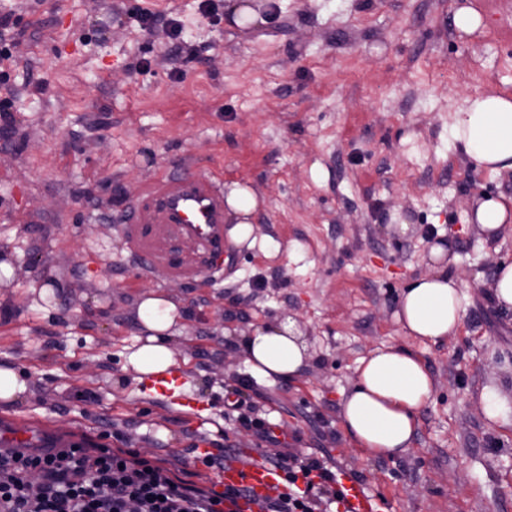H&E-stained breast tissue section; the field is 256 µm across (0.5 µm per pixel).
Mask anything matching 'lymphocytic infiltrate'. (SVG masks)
<instances>
[{
  "instance_id": "obj_1",
  "label": "lymphocytic infiltrate",
  "mask_w": 512,
  "mask_h": 512,
  "mask_svg": "<svg viewBox=\"0 0 512 512\" xmlns=\"http://www.w3.org/2000/svg\"><path fill=\"white\" fill-rule=\"evenodd\" d=\"M285 478L257 512H318L344 505L335 474L316 459L278 451ZM244 488L217 492L176 482L136 454L72 446L51 455L0 450V512H236Z\"/></svg>"
}]
</instances>
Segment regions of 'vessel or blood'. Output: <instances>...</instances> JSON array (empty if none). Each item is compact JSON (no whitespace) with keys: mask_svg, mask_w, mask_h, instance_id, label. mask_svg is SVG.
Masks as SVG:
<instances>
[{"mask_svg":"<svg viewBox=\"0 0 512 512\" xmlns=\"http://www.w3.org/2000/svg\"><path fill=\"white\" fill-rule=\"evenodd\" d=\"M224 190L215 177L204 173H159L139 189L133 207L118 231L141 273L163 281L202 280L224 270L226 237ZM183 368L151 378L146 391L177 401L187 416L199 417V401L184 392ZM228 487H243L248 499L238 512H254L255 503L277 492L281 470L267 462L245 457L222 472ZM345 488L349 512H377V503L363 485L348 480Z\"/></svg>","mask_w":512,"mask_h":512,"instance_id":"b4317fda","label":"vessel or blood"}]
</instances>
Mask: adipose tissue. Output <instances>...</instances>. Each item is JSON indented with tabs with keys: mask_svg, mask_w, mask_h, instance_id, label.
I'll use <instances>...</instances> for the list:
<instances>
[{
	"mask_svg": "<svg viewBox=\"0 0 512 512\" xmlns=\"http://www.w3.org/2000/svg\"><path fill=\"white\" fill-rule=\"evenodd\" d=\"M452 137L469 163L493 175L512 171V94L487 93L467 98L456 113ZM233 242L247 241L254 193L232 184L225 193ZM446 251L433 245L435 266L403 290L396 314L402 330L423 342L436 343L456 335L463 322L466 285L449 275ZM137 321L147 337L131 355L139 373L158 374L176 367L172 341L183 317L172 300L152 295L137 306ZM247 373L260 384L292 379L306 366L309 348L290 318L253 326L244 340ZM435 382L422 360L411 351L387 347L362 360L356 385L341 401V423L348 439L367 455L397 457L411 446L419 411L435 395Z\"/></svg>",
	"mask_w": 512,
	"mask_h": 512,
	"instance_id": "1",
	"label": "adipose tissue"
}]
</instances>
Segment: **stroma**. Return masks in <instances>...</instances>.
I'll return each instance as SVG.
<instances>
[{
	"label": "stroma",
	"mask_w": 512,
	"mask_h": 512,
	"mask_svg": "<svg viewBox=\"0 0 512 512\" xmlns=\"http://www.w3.org/2000/svg\"><path fill=\"white\" fill-rule=\"evenodd\" d=\"M239 27L226 0H0L13 63L0 77V366L27 384L0 401V448L18 426L47 447L120 448L181 480L223 490L204 453L264 458L257 424L300 456L352 474L379 512H512V427L489 424L479 393L512 396V311L492 301L512 233L473 221L511 197L512 173L475 170L449 136L468 96L512 93V0H252ZM482 18L457 32L454 11ZM181 37L143 27L140 9ZM166 171L250 187L254 235L228 243L223 278L139 276L116 226L137 186ZM409 224L407 234L396 225ZM444 242L467 285L457 335L424 343L396 321L398 295ZM56 290L45 310L31 284ZM184 310L173 341L202 420L144 398L129 362L140 299ZM292 317L309 346L295 378L244 372L252 325ZM397 345L436 386L408 452L372 458L340 422L359 361Z\"/></svg>",
	"instance_id": "1"
}]
</instances>
